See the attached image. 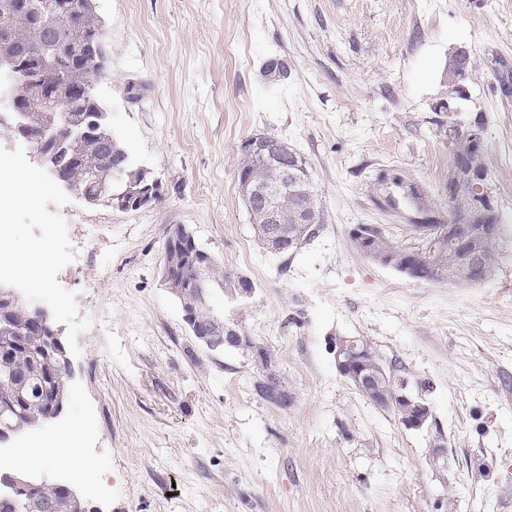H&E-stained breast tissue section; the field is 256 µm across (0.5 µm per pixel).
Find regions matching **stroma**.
<instances>
[{"label": "stroma", "mask_w": 512, "mask_h": 512, "mask_svg": "<svg viewBox=\"0 0 512 512\" xmlns=\"http://www.w3.org/2000/svg\"><path fill=\"white\" fill-rule=\"evenodd\" d=\"M109 43L95 86L114 133L162 185L137 211L72 195L77 259L58 275L91 321L61 414L29 435L71 436L97 485L65 466L87 512H512V0H98ZM475 66L436 108L450 53ZM286 99L257 98L268 59ZM483 116L501 256L478 285L407 278L357 252L358 224L418 244L375 203L376 178L419 183L440 213L448 129ZM265 133L307 162L323 224L294 254L257 241L238 192V148ZM187 227L255 289L213 290L226 323L268 346L288 407L253 391L247 347L208 351L163 283L165 242ZM335 336H363L427 398L447 440L406 429L341 377Z\"/></svg>", "instance_id": "1"}]
</instances>
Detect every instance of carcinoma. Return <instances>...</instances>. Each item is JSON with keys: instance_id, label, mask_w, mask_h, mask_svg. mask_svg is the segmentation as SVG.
Here are the masks:
<instances>
[{"instance_id": "1", "label": "carcinoma", "mask_w": 512, "mask_h": 512, "mask_svg": "<svg viewBox=\"0 0 512 512\" xmlns=\"http://www.w3.org/2000/svg\"><path fill=\"white\" fill-rule=\"evenodd\" d=\"M18 2L0 0V33L10 31L13 35L11 43L6 47L0 45V50L6 48L20 55L25 70L38 79L33 84L37 92L30 96L25 115L33 144H39L42 138L45 147L53 149L59 146L64 149L65 159L68 160L65 172L78 193L94 198L104 186L109 188L111 194L118 192L123 182L134 176L126 167L125 145L114 134L108 120L98 129H85L86 110L90 108V102L70 93V82L73 80L93 86L104 77V73L89 65L87 59L80 55L89 30L81 24L58 18L53 24L54 39L50 48L45 50L35 31L17 16L15 5ZM472 67L473 58L470 55L460 61L450 58L442 73V83L449 98L462 94ZM51 95L62 99L69 108L67 122L59 123L53 113L43 111V99ZM279 151L281 156L275 159V163L267 164L246 154L245 145H240L237 179L238 184L247 186L242 196L257 238L264 247L267 246L268 224L265 217L268 201L263 192L272 186L284 188L288 207L281 209V217L288 228L286 252L293 253L319 232L322 212L305 160L289 156L284 147ZM455 178L460 192L452 200L448 214L458 218L468 210L470 186L463 172H455ZM429 229L430 235L442 238V246L429 256L424 254L414 259V280L469 284L456 255L448 252V234L442 225L432 224ZM365 232L377 237L378 248L391 258L407 248L377 224H358L350 231L349 240L360 253L366 247L363 238ZM476 249L489 259L488 267H493L499 255V241H480ZM211 275L229 291L254 288L250 280L225 268L224 263L214 256L211 257ZM174 296L181 307L202 317L214 313L210 304L202 303L194 290L179 291ZM49 336V329L42 324L35 306L16 298L10 302H0V377L6 382L5 389H0V397L16 391L28 395V400L16 410L9 402H0V426L8 430L10 437L53 420V400L59 398L67 401L64 350L60 348L54 353L46 352ZM355 341L367 363L385 368L386 378L380 385V390L387 396L383 407L393 410L400 417L404 416L403 410L392 402V394L402 389L405 377L391 372L368 339L357 337ZM254 350L260 361V369L264 372L263 378L253 384L255 393L269 403L288 406L290 397L272 369L271 354L261 346L254 347ZM0 512L87 510L81 499L64 484L32 480L24 488L17 489L8 474L0 473Z\"/></svg>"}]
</instances>
